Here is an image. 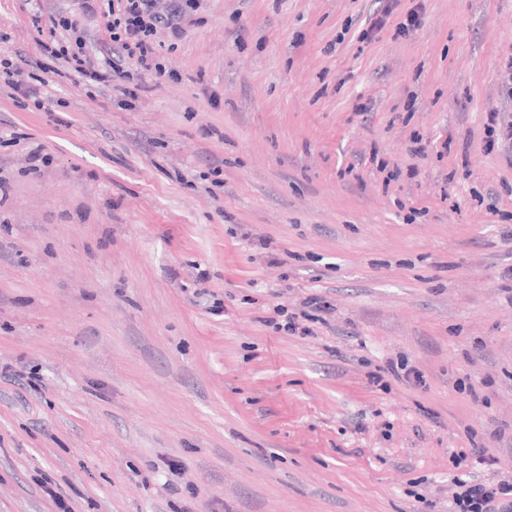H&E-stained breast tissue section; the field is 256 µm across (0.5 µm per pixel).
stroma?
<instances>
[{"instance_id": "1", "label": "stroma", "mask_w": 512, "mask_h": 512, "mask_svg": "<svg viewBox=\"0 0 512 512\" xmlns=\"http://www.w3.org/2000/svg\"><path fill=\"white\" fill-rule=\"evenodd\" d=\"M71 13L111 61L104 12L0 0V512H451L512 473V0H199L131 102L47 60ZM487 129L490 135L496 136L497 142L512 144V120H507L500 112H490Z\"/></svg>"}]
</instances>
